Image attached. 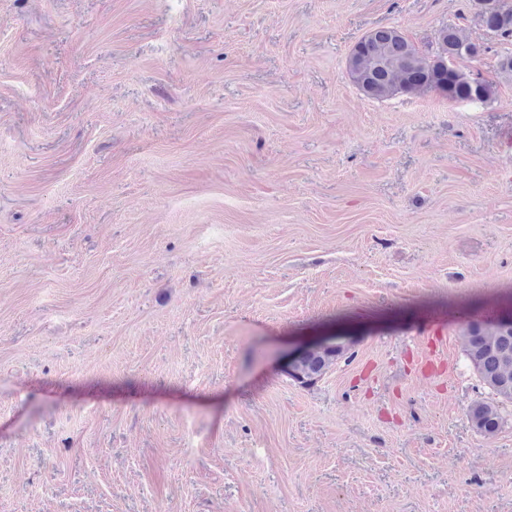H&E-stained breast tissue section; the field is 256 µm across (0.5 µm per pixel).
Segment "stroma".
Returning <instances> with one entry per match:
<instances>
[{
	"mask_svg": "<svg viewBox=\"0 0 512 512\" xmlns=\"http://www.w3.org/2000/svg\"><path fill=\"white\" fill-rule=\"evenodd\" d=\"M446 26L491 101L350 81ZM508 53L472 0H0V512H512L462 339L512 313ZM341 347L325 350L323 353L316 349L305 350L300 353L292 364L293 373L290 379L303 386L314 384L325 371L343 354ZM468 418L473 429L488 437L494 436L503 423L500 407L493 402H476L470 407Z\"/></svg>",
	"mask_w": 512,
	"mask_h": 512,
	"instance_id": "stroma-1",
	"label": "stroma"
}]
</instances>
